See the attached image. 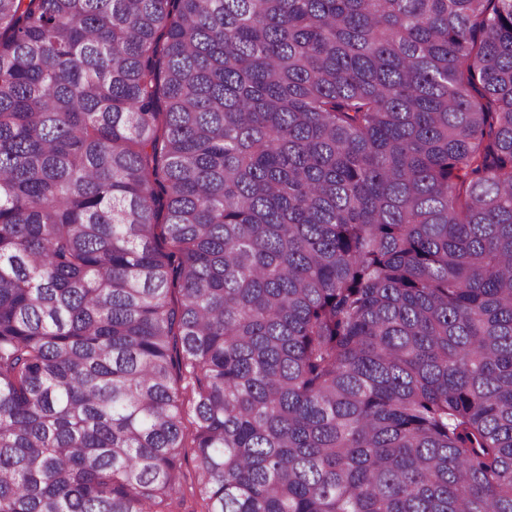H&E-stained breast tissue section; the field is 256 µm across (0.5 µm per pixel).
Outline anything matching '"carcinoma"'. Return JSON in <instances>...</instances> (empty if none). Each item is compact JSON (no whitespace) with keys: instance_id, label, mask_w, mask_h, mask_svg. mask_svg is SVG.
Masks as SVG:
<instances>
[{"instance_id":"cac0c4a2","label":"carcinoma","mask_w":512,"mask_h":512,"mask_svg":"<svg viewBox=\"0 0 512 512\" xmlns=\"http://www.w3.org/2000/svg\"><path fill=\"white\" fill-rule=\"evenodd\" d=\"M187 485L512 512V0H0V512Z\"/></svg>"}]
</instances>
